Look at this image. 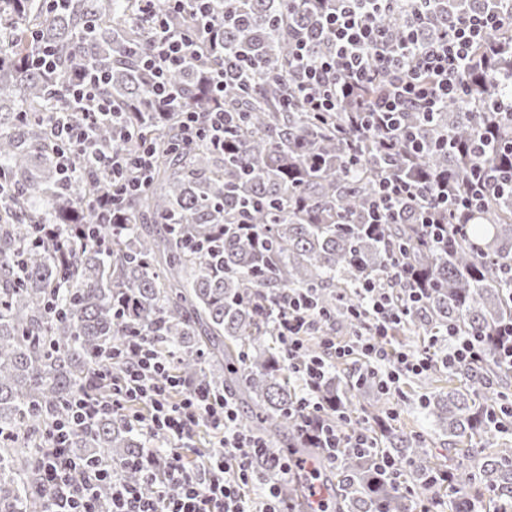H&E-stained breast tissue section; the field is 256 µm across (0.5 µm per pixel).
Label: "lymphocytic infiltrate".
Segmentation results:
<instances>
[{
	"instance_id": "1",
	"label": "lymphocytic infiltrate",
	"mask_w": 512,
	"mask_h": 512,
	"mask_svg": "<svg viewBox=\"0 0 512 512\" xmlns=\"http://www.w3.org/2000/svg\"><path fill=\"white\" fill-rule=\"evenodd\" d=\"M385 0H338L327 12L318 31L327 52L313 56L309 37L296 33L289 58V87L304 111L321 113L345 111L350 126H373L385 135V150H393L397 138L415 144L413 133H400L402 112L432 113L448 99L462 92L460 67L476 43L484 41L504 24L499 15L474 13L460 18L434 41L417 42L416 26H409L400 41L377 22ZM193 9L205 20L203 30H172L162 25L141 57L143 72L152 84L156 110H169L178 101L168 75L171 70L195 64L211 31L223 26V16L214 14L210 0H194ZM106 81L103 72L82 73L70 87V107L57 113L52 132L60 141L77 146L84 162L105 168L117 179L119 189L94 198L98 224L80 227V237L96 236L99 224L111 223L124 197L144 187L154 167L152 148L129 156L119 150H105L96 140L95 125L105 120L114 124L118 138H126L131 128L123 115L114 113L110 103L98 94ZM378 82L382 90L370 103L360 100L364 85ZM233 113L216 106L207 114L186 112L181 129L184 140L208 137L213 144L224 142V127L233 123ZM501 182L497 170L472 171L466 187L449 193L447 184L412 177L387 176L379 183L373 202L372 219L383 224L394 218L397 206L407 200L423 202L421 222L433 237L448 236L447 215L456 213L469 222ZM363 301L356 315L369 321L368 333L346 340L329 336L324 340V358L303 359L302 339L316 323L312 298L291 293L269 308L277 339L288 357V366L301 381L295 404V418L303 438L322 448L325 461L336 466L348 453L371 451L373 441L365 430L336 431L322 413L317 391L325 375V359L357 357L359 382L377 383L385 395L401 391V381L429 369L435 349L445 348V366L478 372L486 356L481 340L459 334L455 328L431 336L418 351H402L391 345L392 331L422 303L423 288L409 289L400 305H393L384 288L367 284L359 288ZM109 386V396L99 394ZM104 414L123 420L148 440L165 445L162 459L143 454L127 460L125 467L140 471L156 487L152 496L143 495L122 477L123 467L89 466L73 458L68 435L76 426H88ZM209 427L219 440L220 450L201 468L186 467L183 452L200 427ZM265 440L253 436L238 420L236 406L227 395L217 394L201 383L180 378L169 356L156 351L146 337H127L122 349L112 352L110 363L95 371L91 387L69 404L67 419L54 421L49 441L42 452L44 482L54 493L52 512H285L280 483L300 467L298 459L282 458L274 475L255 492L252 460L268 452ZM109 488V501H102V488Z\"/></svg>"
}]
</instances>
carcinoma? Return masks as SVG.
Returning a JSON list of instances; mask_svg holds the SVG:
<instances>
[{"instance_id": "cac0c4a2", "label": "carcinoma", "mask_w": 512, "mask_h": 512, "mask_svg": "<svg viewBox=\"0 0 512 512\" xmlns=\"http://www.w3.org/2000/svg\"><path fill=\"white\" fill-rule=\"evenodd\" d=\"M155 8L176 28L187 29L188 11ZM214 12L229 13L224 52L203 55L202 65L171 71L182 98L164 121L148 116L152 92L140 69L150 48L154 18L140 0H0V174L12 194L0 197V512H45L49 494L37 455L41 434L68 416L69 402L87 389L102 365V353L119 347L137 329L155 349L173 356L176 371L249 403L242 423L275 445L255 459L257 474L273 472L278 444L296 449L335 490V512H408L407 497L373 468L372 459L347 455L336 470L322 466L317 448L302 439L290 415L298 388L271 320L257 310L285 292H311L324 320L306 353L323 355L322 337L362 326L352 308L360 305L364 280L388 284L391 266L427 288L425 301L393 331L400 337L432 336L448 325L463 335L485 337L487 361L470 384L421 400L435 430L453 445L477 439L486 454L476 470L440 463L422 442L384 425L372 438L406 464L403 479L413 496L443 512H468V498L444 502L443 491L478 484L493 493V512L512 502V448L502 447L512 400L501 382L512 370L496 359L499 325L512 321V284L502 269L512 266V188L491 197L472 223L443 246L419 224L412 202L393 223L370 224V204L388 175L445 176L457 189L474 165L512 169V22L473 48L461 73L464 92L438 112H406L424 151L413 153L398 140L390 163L381 161L383 135L354 133L346 113L322 116L302 111L288 86L293 32L319 28L317 12L289 13L288 0H216ZM512 16V0H428L421 43L435 38L466 13ZM388 33L404 34L406 9L379 15ZM57 56L48 73L34 60L44 48ZM256 66L249 86L224 85V107L238 116L224 130V147L207 139L186 144L180 113L209 110L211 91L203 72L228 74L236 50ZM85 63L107 71L102 96L136 128L131 138L113 139L97 130L105 148L135 155L152 144L157 156L146 186L126 198L114 231L101 226L103 244L76 242L65 253L36 246L32 228L97 223L88 202L112 187V178L85 171L62 174L56 142L44 113L67 105L66 79ZM491 140L472 151L476 132ZM358 144L360 161L347 163V142ZM492 391L505 412L488 418L474 396ZM353 387L327 362L318 391L328 417L346 422ZM68 447L83 462L119 464L146 447V440L110 415L72 430ZM448 474V482L439 480ZM294 503V475L280 483Z\"/></svg>"}]
</instances>
